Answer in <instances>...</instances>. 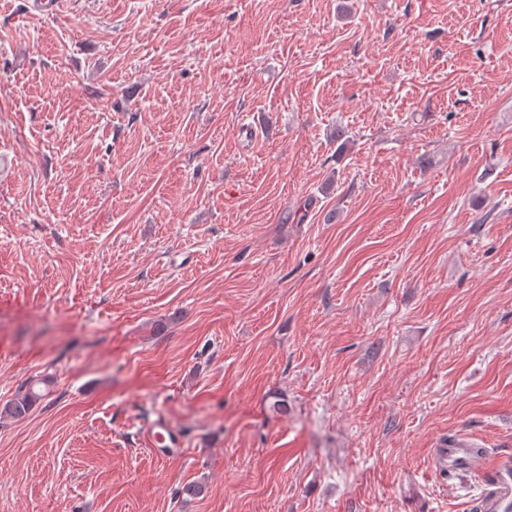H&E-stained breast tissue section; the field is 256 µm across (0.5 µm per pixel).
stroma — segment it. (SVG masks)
<instances>
[{"label":"stroma","mask_w":512,"mask_h":512,"mask_svg":"<svg viewBox=\"0 0 512 512\" xmlns=\"http://www.w3.org/2000/svg\"><path fill=\"white\" fill-rule=\"evenodd\" d=\"M23 2L0 405L51 384L0 512H470L432 458H512V0ZM145 441L163 459L181 457L183 454L184 445L180 435L166 423L158 422L148 429ZM472 446L471 442L462 439L448 444V448H440L434 455L436 469L441 471L450 464H457L460 470L483 471L486 459L473 455L470 451Z\"/></svg>","instance_id":"obj_1"}]
</instances>
